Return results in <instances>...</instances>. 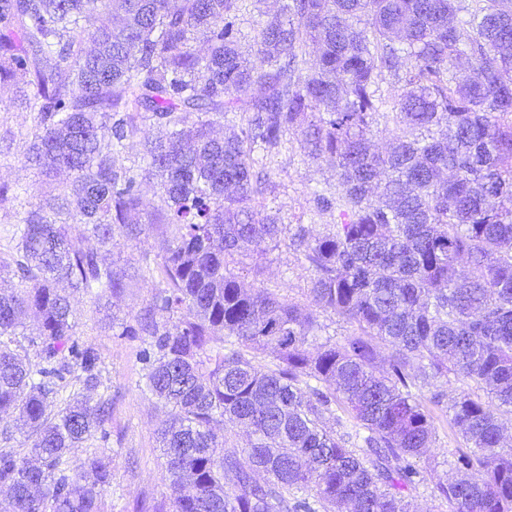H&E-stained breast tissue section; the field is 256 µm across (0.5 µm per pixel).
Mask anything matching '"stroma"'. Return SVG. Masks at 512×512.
Here are the masks:
<instances>
[{
    "mask_svg": "<svg viewBox=\"0 0 512 512\" xmlns=\"http://www.w3.org/2000/svg\"><path fill=\"white\" fill-rule=\"evenodd\" d=\"M33 126V113L17 108L0 112V134L7 130L15 134L11 149L0 152V184L27 189L40 186V177L24 158L27 134ZM266 171L269 185L263 203L267 210L280 211L286 223L293 225L335 223V212H317L313 200L314 190L335 192L333 172L302 159L295 148L269 157ZM230 268L245 285L272 289L317 312L309 293L312 273L297 261L287 241H280L263 256H236ZM162 286L161 278L156 277L149 282L133 281L121 297L97 305L84 294L74 299L77 340L93 348L98 356L100 385L93 396L111 400L112 418L92 440L75 448L72 456L82 459L96 449L111 455L112 482L103 493L105 512H139L141 506L166 502L173 496L155 434L164 413L145 391L142 380L140 354L144 339L120 336L112 329L116 317L134 322ZM434 417L436 444L430 456L420 462L421 467L430 470L431 477L412 495L417 512H435L439 505L435 484L448 479L449 452L463 445L445 412L435 411Z\"/></svg>",
    "mask_w": 512,
    "mask_h": 512,
    "instance_id": "stroma-1",
    "label": "stroma"
}]
</instances>
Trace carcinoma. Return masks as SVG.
I'll list each match as a JSON object with an SVG mask.
<instances>
[{
  "instance_id": "1",
  "label": "carcinoma",
  "mask_w": 512,
  "mask_h": 512,
  "mask_svg": "<svg viewBox=\"0 0 512 512\" xmlns=\"http://www.w3.org/2000/svg\"><path fill=\"white\" fill-rule=\"evenodd\" d=\"M279 2L245 50L243 0H0V85L23 76L14 104L36 113L25 162L67 176L29 202L0 259V281L18 277L0 288V436L14 426L30 447L0 448L11 512H103L112 458H70L110 415L85 396L98 357L74 339L71 295L117 296L146 278L86 242L154 231L165 287L136 325L112 315L121 335L149 337L144 384L168 409L157 435L178 495L153 512H411L426 481L416 460L436 442L432 405L465 442L437 486L448 512H512L500 422L512 413V0ZM405 62L384 114L379 84ZM240 103L245 126L214 135ZM146 122L164 134L143 135L145 166H127ZM290 134L336 172V196L313 192L337 214L323 232H293L257 204L254 149ZM284 234L318 306L352 334L313 344L312 313L230 270ZM73 374L81 388L64 397ZM442 379L465 389L450 397ZM228 423L249 430L248 447L224 448Z\"/></svg>"
}]
</instances>
